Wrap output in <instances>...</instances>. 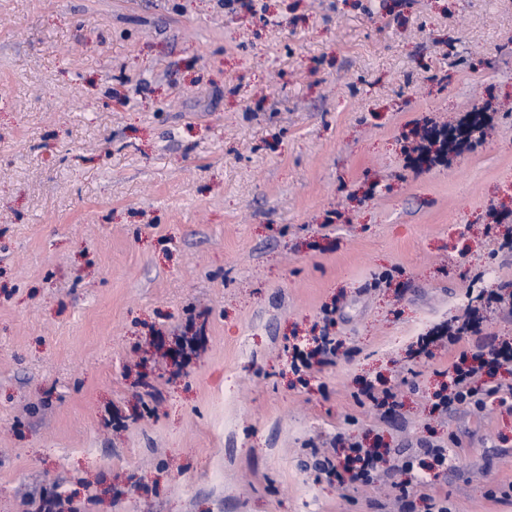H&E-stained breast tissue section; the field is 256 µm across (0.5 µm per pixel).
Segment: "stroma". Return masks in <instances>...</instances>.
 Here are the masks:
<instances>
[{
  "label": "stroma",
  "mask_w": 512,
  "mask_h": 512,
  "mask_svg": "<svg viewBox=\"0 0 512 512\" xmlns=\"http://www.w3.org/2000/svg\"><path fill=\"white\" fill-rule=\"evenodd\" d=\"M474 109L470 150L406 167ZM495 211L512 0H0V512H396L390 464L317 468L339 432L449 448L408 512H512V407L434 412L454 353H411L512 280ZM375 378L396 412L358 403ZM318 345L314 350L306 353L299 346H304L306 342L294 344L292 346L293 356L290 362V369L295 373H305L310 370L314 364L327 365L333 363L336 357V349L340 348L341 343L336 340L335 336H319L315 339ZM297 361H299L297 363Z\"/></svg>",
  "instance_id": "stroma-1"
}]
</instances>
